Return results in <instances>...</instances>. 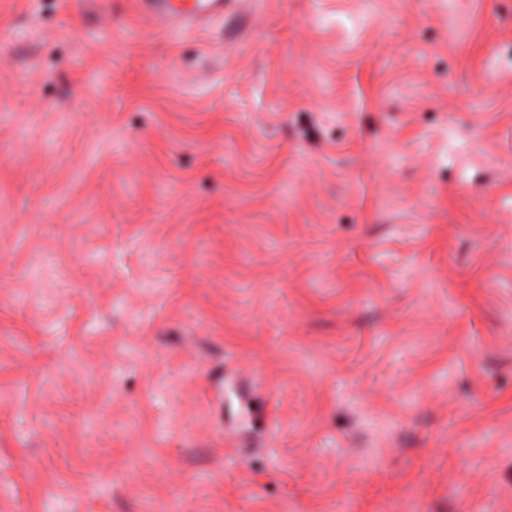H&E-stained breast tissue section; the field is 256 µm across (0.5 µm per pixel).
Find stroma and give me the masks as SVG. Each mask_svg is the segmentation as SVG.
<instances>
[{
	"label": "stroma",
	"mask_w": 512,
	"mask_h": 512,
	"mask_svg": "<svg viewBox=\"0 0 512 512\" xmlns=\"http://www.w3.org/2000/svg\"><path fill=\"white\" fill-rule=\"evenodd\" d=\"M0 512H512V0H0ZM232 0H138L139 9L151 15L160 25L170 28H191L227 13Z\"/></svg>",
	"instance_id": "35a3bbf8"
}]
</instances>
